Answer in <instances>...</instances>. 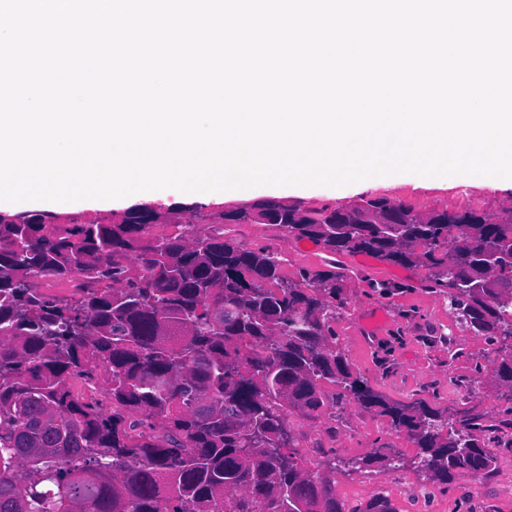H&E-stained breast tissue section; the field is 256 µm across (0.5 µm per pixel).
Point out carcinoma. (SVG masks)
Segmentation results:
<instances>
[{"label": "carcinoma", "mask_w": 512, "mask_h": 512, "mask_svg": "<svg viewBox=\"0 0 512 512\" xmlns=\"http://www.w3.org/2000/svg\"><path fill=\"white\" fill-rule=\"evenodd\" d=\"M129 210L110 224L44 213L0 221V512H395L360 510L305 467L290 417L354 401L390 419L441 484L489 470L492 429L477 407L392 401L353 373L336 346L345 269L284 272L268 247L248 249L222 224H277L331 254L369 253L426 271L457 322L492 345L512 339V224L463 203L455 217L365 197L350 212L268 200L209 214L174 236L173 215ZM78 272V299L34 287ZM512 397V356L494 367ZM103 379L105 399L71 381ZM334 393L327 394L324 384Z\"/></svg>", "instance_id": "cac0c4a2"}]
</instances>
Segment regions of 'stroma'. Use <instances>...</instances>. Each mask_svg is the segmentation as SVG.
<instances>
[{"mask_svg":"<svg viewBox=\"0 0 512 512\" xmlns=\"http://www.w3.org/2000/svg\"><path fill=\"white\" fill-rule=\"evenodd\" d=\"M459 186L448 183L416 188L382 178L374 197L434 210L458 198ZM228 236L248 249L268 247L283 261L289 277L300 268H325L330 255L308 240H295L272 224H228ZM348 270L343 295L347 305L335 323L336 344L369 385L399 402L423 400L438 408L479 406L488 419L503 416L508 403L493 367L512 354V342L488 346L458 324L446 296L428 290L424 273L388 264L366 254L341 255ZM343 436L335 442L334 492L347 506H366L385 495L396 512H512V483L504 469L512 447L497 449L487 473H458L443 485L417 468V450L406 433L391 428L385 417L349 403L341 415ZM385 444L399 461L416 492L388 487V469L365 465L375 447Z\"/></svg>","mask_w":512,"mask_h":512,"instance_id":"obj_1","label":"stroma"}]
</instances>
